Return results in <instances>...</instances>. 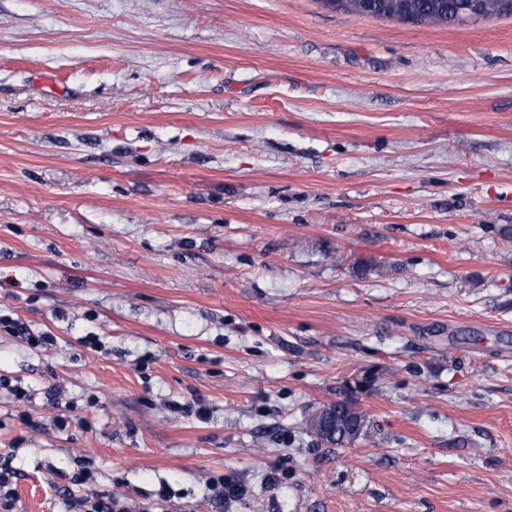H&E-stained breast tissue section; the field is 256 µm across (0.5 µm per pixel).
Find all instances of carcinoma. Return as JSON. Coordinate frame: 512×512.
<instances>
[{
  "label": "carcinoma",
  "mask_w": 512,
  "mask_h": 512,
  "mask_svg": "<svg viewBox=\"0 0 512 512\" xmlns=\"http://www.w3.org/2000/svg\"><path fill=\"white\" fill-rule=\"evenodd\" d=\"M348 13L452 26L455 13L469 6L468 0H323ZM480 17L511 14L512 0H479ZM306 427L321 441L338 448L366 437L370 421L358 402L345 398L323 406L306 420Z\"/></svg>",
  "instance_id": "1"
}]
</instances>
